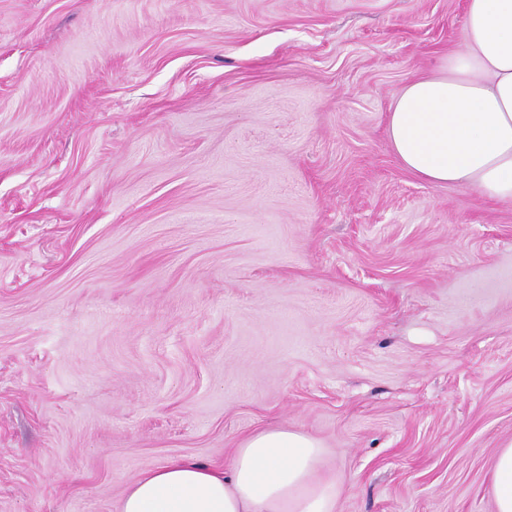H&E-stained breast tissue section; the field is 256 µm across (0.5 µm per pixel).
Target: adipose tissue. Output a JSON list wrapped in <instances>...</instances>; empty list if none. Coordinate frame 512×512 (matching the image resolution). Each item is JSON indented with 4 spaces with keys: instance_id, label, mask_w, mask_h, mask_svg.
<instances>
[{
    "instance_id": "adipose-tissue-1",
    "label": "adipose tissue",
    "mask_w": 512,
    "mask_h": 512,
    "mask_svg": "<svg viewBox=\"0 0 512 512\" xmlns=\"http://www.w3.org/2000/svg\"><path fill=\"white\" fill-rule=\"evenodd\" d=\"M403 167L432 183L512 203V0H468L461 47L407 84L387 115ZM304 433L261 429L229 469L173 458L135 480L121 512H336V480ZM495 512H512V442L491 467Z\"/></svg>"
}]
</instances>
